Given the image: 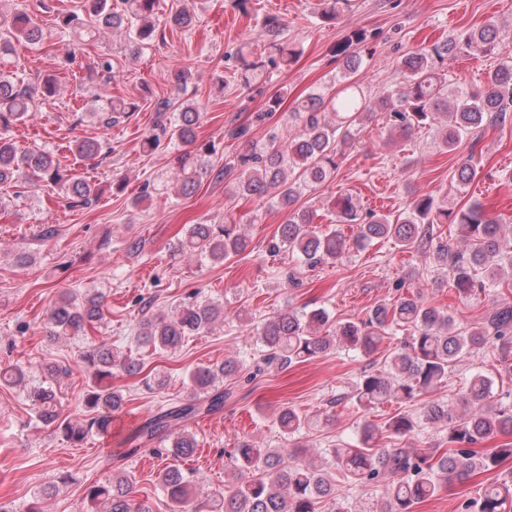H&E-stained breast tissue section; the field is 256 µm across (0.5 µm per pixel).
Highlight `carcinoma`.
Segmentation results:
<instances>
[{
    "instance_id": "obj_1",
    "label": "carcinoma",
    "mask_w": 512,
    "mask_h": 512,
    "mask_svg": "<svg viewBox=\"0 0 512 512\" xmlns=\"http://www.w3.org/2000/svg\"><path fill=\"white\" fill-rule=\"evenodd\" d=\"M351 2L328 0L319 18L324 22L335 19L352 8ZM156 8L157 0H82L80 11L64 16L61 24L91 37L106 31L122 33L140 49L155 37ZM193 24L194 16L181 11L169 15L164 27L184 30ZM282 31V23L277 20L265 24V35L276 41L275 50L287 64L294 51L278 41ZM40 41L39 27L27 13L17 11L10 17L7 32L0 36V58L11 54L16 42ZM469 50L496 55L500 62L488 73L485 88L452 90L442 64L445 57ZM361 63L359 52L345 55L340 89L333 94L326 90L313 92L297 101L290 113L295 130L288 137L272 135L262 143L253 142L218 169L199 152L183 153L181 194L192 193L200 176L210 172L214 180L228 181L240 195L289 209L287 220L268 241L267 252L273 256L285 254L290 261L315 268L339 258L345 241L334 231L314 230L313 214L295 204L336 173L343 149L354 143L364 122L374 113H387L392 135L404 137L415 128L435 126L439 147L446 152L456 150L464 133L512 120V53L505 50L492 24L404 55L399 63L404 82L395 89L382 88L373 94L364 90L357 80ZM267 76L264 61H243L240 80L244 84ZM57 91L53 76L36 88L22 89L11 77L0 75V184L44 181L65 191L71 206H87L99 195L95 184L61 167L51 152L40 147L21 150L11 138L13 128L25 122L37 104L53 100ZM138 109L139 104L133 100L110 99L99 111L103 126L109 128ZM156 112L153 131L141 142L143 152L153 153L166 139L184 145L196 142L202 118L199 105L162 98L156 102ZM73 151L83 159H94L102 155L103 145L97 139H81L73 143ZM455 176L462 185L470 184L477 176L473 158L460 162ZM335 208L338 222L354 225L352 247L358 250L382 240L404 251L429 244L435 270L448 278L460 297L470 298L498 288L502 275L512 272V225L500 223L481 205L446 208L433 195L423 194L413 197L405 211L398 214H364L353 196L344 194L335 200ZM442 224L456 225L462 242L456 245L443 239L438 232ZM247 246L240 225L228 223L191 224L171 243L174 253L214 265L243 253ZM231 317L246 320L241 312L228 313L223 305L200 300L195 294L179 306L174 317L156 315L144 320L141 343L155 351L172 352L186 337ZM104 318L105 304L100 294L79 297L64 291L52 303L47 323L52 336H75L87 333ZM398 332L406 333L408 340L385 357L381 368L361 372L349 400L359 409L391 398L419 401L418 413L398 412L381 424L366 421L357 443L343 441L307 456L293 442V437L305 428L306 418L290 406H281L274 423L289 447L263 448L252 439L239 440L235 456L241 470L235 475L236 485L215 501L195 500L200 477L184 468L181 461L193 456L196 441L184 426L224 409V401L233 395L224 382L238 378L241 365L227 358L220 364L194 369L189 376L193 399L157 412L136 429L137 438L144 443L159 444L154 453L173 459L158 477L172 512H321V504L327 501L334 512H413L415 505L435 497L453 478L498 469L512 457V446L487 450L480 444L499 434L512 435V407L494 401L493 379L481 373L472 375L459 411L434 398V394L448 380V371L464 352L487 344L498 343L503 349L512 344L511 303L495 305L483 325L466 331L458 330L447 310L414 293L382 299L357 321L334 323L322 309H288L255 327L256 341L265 349L266 364L277 368L312 360L340 344L369 357L388 336ZM77 366L89 376L81 400L84 418L72 420L63 415L50 386L36 388L30 394L34 420L55 427L73 446L111 431L112 414L126 404L123 389L112 379L143 372L139 359L105 344H95L80 353ZM25 378V367L20 364L0 369L1 384L20 386ZM426 426L448 430L447 447H396ZM384 437L395 447H380L379 440ZM342 479L383 484L380 502L352 510L337 495L336 482ZM132 488L129 475L116 473L112 479L90 486L86 498L93 505L104 504V512H153L148 501L133 500ZM509 504L511 479L487 486L475 502L474 512H506Z\"/></svg>"
}]
</instances>
